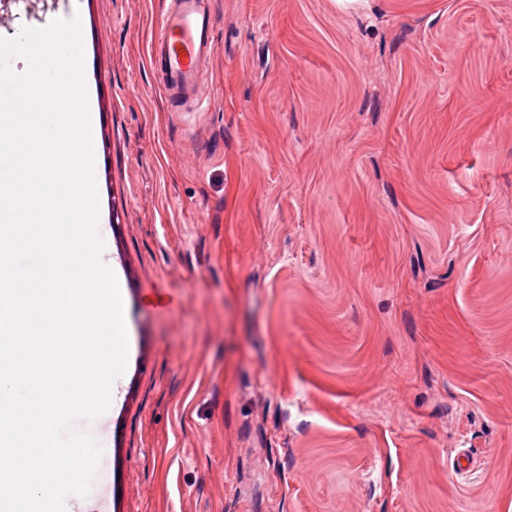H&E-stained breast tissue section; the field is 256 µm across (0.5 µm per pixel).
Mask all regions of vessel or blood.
Returning <instances> with one entry per match:
<instances>
[{
	"instance_id": "obj_1",
	"label": "vessel or blood",
	"mask_w": 512,
	"mask_h": 512,
	"mask_svg": "<svg viewBox=\"0 0 512 512\" xmlns=\"http://www.w3.org/2000/svg\"><path fill=\"white\" fill-rule=\"evenodd\" d=\"M214 46V0H169L151 63L171 104L202 107L201 77Z\"/></svg>"
}]
</instances>
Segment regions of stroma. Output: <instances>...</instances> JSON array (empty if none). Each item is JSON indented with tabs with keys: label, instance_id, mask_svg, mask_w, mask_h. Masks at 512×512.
<instances>
[{
	"label": "stroma",
	"instance_id": "stroma-1",
	"mask_svg": "<svg viewBox=\"0 0 512 512\" xmlns=\"http://www.w3.org/2000/svg\"><path fill=\"white\" fill-rule=\"evenodd\" d=\"M168 0L79 17L124 374L67 512H512V0H215L199 112ZM214 46V1L170 0L151 63L171 104L202 109L201 77Z\"/></svg>",
	"mask_w": 512,
	"mask_h": 512
}]
</instances>
